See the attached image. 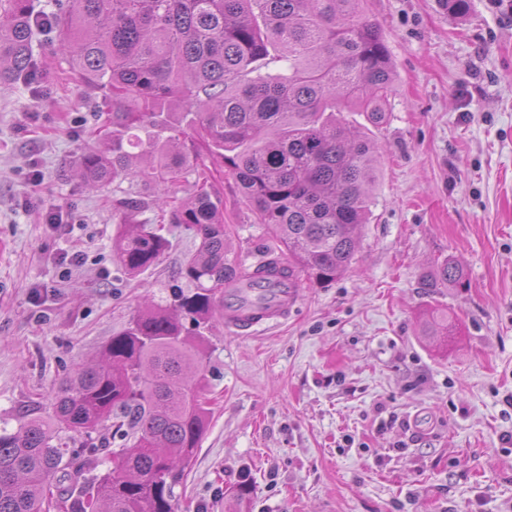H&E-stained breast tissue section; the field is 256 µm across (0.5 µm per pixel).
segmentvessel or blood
<instances>
[{
	"instance_id": "b4317fda",
	"label": "vessel or blood",
	"mask_w": 512,
	"mask_h": 512,
	"mask_svg": "<svg viewBox=\"0 0 512 512\" xmlns=\"http://www.w3.org/2000/svg\"><path fill=\"white\" fill-rule=\"evenodd\" d=\"M298 298L297 283L282 278L236 282L224 291V324L242 335L261 331L286 320Z\"/></svg>"
}]
</instances>
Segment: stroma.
Instances as JSON below:
<instances>
[{
	"instance_id": "35a3bbf8",
	"label": "stroma",
	"mask_w": 512,
	"mask_h": 512,
	"mask_svg": "<svg viewBox=\"0 0 512 512\" xmlns=\"http://www.w3.org/2000/svg\"><path fill=\"white\" fill-rule=\"evenodd\" d=\"M394 62L369 224L350 269L302 284L252 335L205 333L209 425L179 512H512V0H366ZM33 83L0 89V431L53 413L145 302L169 301L199 244L170 228L158 264L123 270L118 180L90 188L102 91L77 85L56 34ZM224 225L242 267L277 251L233 179ZM59 208L66 224H50ZM468 284L429 288L447 259ZM444 312L448 341L427 338ZM247 484L237 498L239 484Z\"/></svg>"
}]
</instances>
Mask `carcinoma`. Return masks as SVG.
Returning <instances> with one entry per match:
<instances>
[{"label": "carcinoma", "instance_id": "1", "mask_svg": "<svg viewBox=\"0 0 512 512\" xmlns=\"http://www.w3.org/2000/svg\"><path fill=\"white\" fill-rule=\"evenodd\" d=\"M364 2L69 0L65 10L39 14L31 0H0V87L32 81L36 35L58 33L76 79L108 101L94 131L99 146L76 159L82 178L93 188L127 179L159 190L160 222L199 239L179 272L191 288L140 310L97 363L77 367L49 418L28 408L18 433H0V512H45L66 475L68 449L53 445L62 432L87 437L88 458L110 454L115 464L59 497L62 512H175V488L210 414L203 330L223 309L224 289L275 273L324 286L350 267L374 204L377 147L340 114L357 107L381 125L393 75ZM224 168L288 266L274 257L250 271L230 258L224 195L210 182ZM114 205L132 214L143 201L129 193ZM162 230L119 231L114 246L129 276L168 247ZM466 284L451 258L426 281ZM111 419L133 437L114 452L92 438ZM144 439L152 447H140Z\"/></svg>", "mask_w": 512, "mask_h": 512}]
</instances>
